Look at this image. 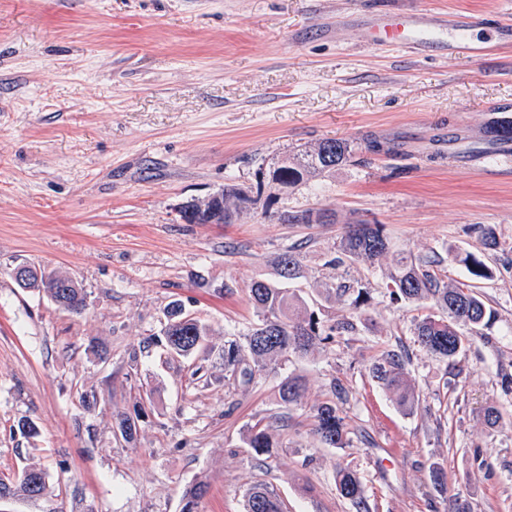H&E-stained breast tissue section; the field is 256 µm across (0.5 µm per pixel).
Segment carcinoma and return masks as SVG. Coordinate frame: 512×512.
<instances>
[{
    "label": "carcinoma",
    "instance_id": "carcinoma-1",
    "mask_svg": "<svg viewBox=\"0 0 512 512\" xmlns=\"http://www.w3.org/2000/svg\"><path fill=\"white\" fill-rule=\"evenodd\" d=\"M356 154L357 148L345 139H325L317 146L301 149L292 158L274 166L272 182L287 188L305 176L314 177L341 166ZM250 202L244 189L228 185L204 201L188 203L182 211V219L187 224H230L235 214ZM325 217L326 214L320 210H309L301 215L285 214L280 220L289 224H320ZM387 249V238L374 225L360 221L344 226L339 250L346 258L372 263ZM460 261L476 281L493 276L485 261L471 253L460 258ZM277 263L281 277L288 280L299 277L301 262L297 247L292 246L284 251ZM389 280L390 295L394 300L432 302L436 311L416 323L414 336L423 350L444 362L454 361L468 343L458 326L468 325L476 329L484 325L487 315L485 302L471 286L456 285L448 280L447 259L440 255L402 260L390 272ZM20 287L44 291L59 307L71 313L79 314L86 307L85 290L64 274L43 270L21 283ZM330 290L340 298L350 299L355 309L367 302V292L347 282H339ZM248 293L261 319L249 329L244 344L232 341L224 346L220 354L224 372L243 384L251 383L258 372L275 369L292 355L305 356L316 345L336 336L352 335L358 329L352 317L323 327L313 315L303 312L297 296L261 279L251 283ZM165 317L161 335L167 355L188 358L207 347V326L187 314L181 302H172ZM372 375L393 394L401 409L411 413L419 408V397L406 375V356L403 353L394 350L384 352L373 365ZM300 392L301 383L297 377L287 376L278 383V395L285 405L297 402ZM314 420L315 434L322 445L328 448L346 447L349 428L335 400L319 404ZM116 429L123 439L131 441L137 433L136 419L122 416L116 423ZM245 444L257 456L269 454L278 447L270 428L257 425L247 433ZM429 479L437 493L442 496L447 493V473L442 466L430 467ZM335 482L339 494L350 501L357 512H367L363 485L353 470L337 466ZM45 490V474L35 466L26 468L23 476L12 485L0 482L1 497L12 495L32 499L41 496ZM206 493L207 485L203 482L190 486L183 495L181 512H197L198 504ZM245 512H283V508L276 492L260 484L247 490Z\"/></svg>",
    "mask_w": 512,
    "mask_h": 512
}]
</instances>
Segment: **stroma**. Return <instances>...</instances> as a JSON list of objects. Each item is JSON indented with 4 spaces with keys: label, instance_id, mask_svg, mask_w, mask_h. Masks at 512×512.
Instances as JSON below:
<instances>
[{
    "label": "stroma",
    "instance_id": "stroma-1",
    "mask_svg": "<svg viewBox=\"0 0 512 512\" xmlns=\"http://www.w3.org/2000/svg\"><path fill=\"white\" fill-rule=\"evenodd\" d=\"M411 7L472 17L488 55L373 45L368 15ZM508 19L512 0H0V480L36 466L47 483L37 499L0 498V512H181L199 481L198 512H244L258 483L285 512H356L339 465L370 512H446L434 462L472 512H512V163L477 157L486 128L512 119V47L495 31ZM327 138L385 151L270 183L274 163ZM227 184L254 199L233 223L181 219ZM308 210L326 221H279ZM357 220L388 238L375 263L336 260ZM297 243L303 275L286 283L275 259ZM451 249L485 256L494 275L480 283L489 322L448 364L415 343L419 312L391 299L388 276L403 256ZM22 262L72 277L85 311L18 287ZM258 278L324 325L354 314L328 294L336 282L370 301L355 335L243 389L217 354L257 323ZM174 300L208 325L209 352L173 360L157 345ZM397 348L420 397L411 413L370 374ZM287 375L303 382L288 407ZM338 385L350 441L325 448L314 409ZM134 413L128 442L115 422ZM257 424L281 442L261 458L244 443ZM336 488L339 494L350 501L357 512H367L364 489L357 474L346 466L339 465L335 472Z\"/></svg>",
    "mask_w": 512,
    "mask_h": 512
}]
</instances>
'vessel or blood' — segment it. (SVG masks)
Here are the masks:
<instances>
[{"instance_id":"b4317fda","label":"vessel or blood","mask_w":512,"mask_h":512,"mask_svg":"<svg viewBox=\"0 0 512 512\" xmlns=\"http://www.w3.org/2000/svg\"><path fill=\"white\" fill-rule=\"evenodd\" d=\"M473 25V18L464 14L448 18L426 9H409L377 14L370 29L374 44L379 46H404L420 51L444 41L452 54L475 58L483 55L484 50L470 38Z\"/></svg>"}]
</instances>
